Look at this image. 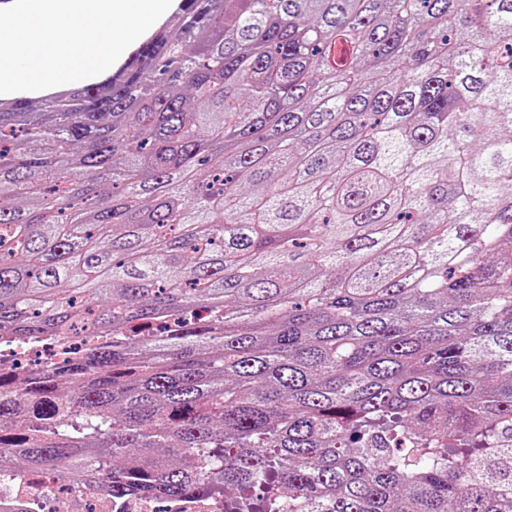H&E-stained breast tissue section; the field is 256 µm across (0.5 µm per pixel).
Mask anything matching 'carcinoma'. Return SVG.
I'll list each match as a JSON object with an SVG mask.
<instances>
[{
    "instance_id": "cac0c4a2",
    "label": "carcinoma",
    "mask_w": 512,
    "mask_h": 512,
    "mask_svg": "<svg viewBox=\"0 0 512 512\" xmlns=\"http://www.w3.org/2000/svg\"><path fill=\"white\" fill-rule=\"evenodd\" d=\"M0 102V467L224 512H512V0H186ZM6 340L8 339L4 337L1 339L0 360H2V363L11 364L17 372L23 369L24 364L34 359V357H39L38 359L43 367L51 366L59 358L58 348L52 343H43L38 346L27 347L26 350H23L14 347L12 342ZM46 349H51L52 351L49 353L44 352ZM168 512H222L224 503L210 498L206 494H197L188 498L171 500L168 504Z\"/></svg>"
}]
</instances>
